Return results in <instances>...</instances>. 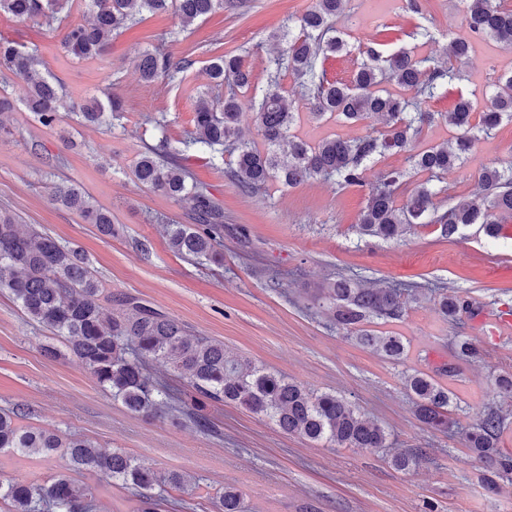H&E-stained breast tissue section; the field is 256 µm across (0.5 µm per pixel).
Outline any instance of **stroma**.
<instances>
[{
  "label": "stroma",
  "mask_w": 512,
  "mask_h": 512,
  "mask_svg": "<svg viewBox=\"0 0 512 512\" xmlns=\"http://www.w3.org/2000/svg\"><path fill=\"white\" fill-rule=\"evenodd\" d=\"M313 3L245 0L185 32L173 13H146L111 37L105 55L89 60L75 59L61 47L64 32L88 20L85 0H73L68 16L50 29L1 15L0 36L37 46L42 70L62 84L68 98L79 103L108 90L122 99L124 110L108 130L69 120L50 129L16 110L13 136L0 138V211L12 214L21 228L36 227L84 251L113 295L139 297L191 333L223 342L235 355L309 389L346 397L385 428L386 447L313 444L283 434L265 417L209 400L200 408L211 424L207 432L187 418L134 415L77 360L44 356L50 332L29 324L6 293H0V408L20 407L23 424L79 433L103 450L119 449L154 469L190 477L183 495L186 512H213L214 498L227 485L240 492L247 512H512V485L490 490L483 464L460 434L422 424L404 385L406 373H430L451 359L455 331L440 318L437 298L426 288L430 282L446 285L469 302L464 332L479 351L478 358L461 364L459 376L446 380L457 402L453 416L467 429L479 410H500L505 417L500 446L512 455V395L495 385L497 376L512 374V331L496 341L486 335L494 315L512 311V219L495 239L475 224L459 227L448 239L435 225L416 227L400 241L365 238L355 226L366 188L388 170L408 168L406 153L368 164L362 188L311 180L290 188L273 182L247 194L229 174L230 155L191 150L186 165L194 182L224 211V262L202 265L174 254L167 244L166 222L192 223L189 206L139 185L132 175L138 151L162 133L156 118L165 119L164 133L178 142L194 128L200 94L223 98V88L206 74L215 57L240 56L255 75L251 97H261L264 69L278 55L272 32L296 26ZM335 27L353 43L319 59L317 68L342 82L359 66L354 42L366 35L380 33L390 52L415 49L433 67L447 61L450 39L469 35L458 0H416L412 8L398 7L395 0H345ZM424 27L430 38L421 36ZM155 49L190 60V68L173 81H142L136 60ZM463 73V80L426 102L436 119L424 126L422 142L452 138L444 113L458 93H489L512 75V48L475 40ZM510 164L512 122L506 121L476 143L464 165L448 172L439 205L474 197L481 167ZM66 180L111 209L112 236H101L94 225L51 203L52 184ZM342 275L371 288L417 285L400 319L374 323L377 330L407 338L404 362L358 345L320 312L323 288ZM415 450L424 454L416 467L400 471L390 465L394 454ZM67 465L58 453L31 458L0 453V479L44 480Z\"/></svg>",
  "instance_id": "stroma-1"
}]
</instances>
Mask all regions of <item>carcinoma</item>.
<instances>
[{"label": "carcinoma", "mask_w": 512, "mask_h": 512, "mask_svg": "<svg viewBox=\"0 0 512 512\" xmlns=\"http://www.w3.org/2000/svg\"><path fill=\"white\" fill-rule=\"evenodd\" d=\"M92 21L71 26L62 38L70 55L81 59L105 54L108 37L133 24L145 12H173L187 29L196 20L217 9L226 0H85ZM463 21L478 36H490L512 48V9L497 0H462ZM344 0H315V5L299 19V31L283 27L274 38L283 48L267 70L266 89L254 112V123L265 149L242 140L240 125L242 99L252 84V71L240 57L226 55L209 65V76L217 86L228 85L224 101L213 103L199 97L194 112V131L182 142L183 149L171 146L163 136L155 145H146L133 167L135 180L173 199L190 205L193 224H168L170 249L198 264L224 261V211L191 182L182 163L193 147L234 156L230 166L233 180L247 193H255L269 182L294 187L314 178L332 179L340 187L365 186V163L390 152L404 151L419 141L424 125L435 113L422 105L433 98L446 80L462 79L456 62L467 63L472 42L455 38L448 46V66L427 67L426 58L411 51L384 53L377 37L359 41L362 61L348 82L331 81L316 72L319 57L337 54L345 40L333 34V22ZM69 0H0V15L9 14L37 24H49L67 12ZM37 48L23 50L15 42L0 37V68L20 77L27 86L23 102L42 126L52 128L64 118L82 126L112 125L124 111L115 96L84 103L67 100L54 78L37 68ZM191 62L175 59L161 51L145 52L136 69L145 82L159 78L173 80ZM291 74L304 88V97L316 118H336L357 123L371 116L382 119L384 129L355 138L334 136L311 144L291 133L299 113L293 111L281 86ZM385 81L398 91L381 87ZM475 94H459L445 115L456 129L453 140L419 148L410 155L413 170L427 174L406 202L408 171L392 169L368 189L365 207L357 224L362 237L401 240L417 225L436 224L441 236L449 238L459 226L480 224L490 237L498 235L502 221L512 217V166H486L478 171L481 197L459 199L447 210L434 202L443 191L438 186L444 175L471 154L475 143L492 134L503 121L512 122V76L499 82L489 104L472 122ZM16 106L0 93V135L12 134V114ZM51 201L76 212L105 235H112V211L97 204L83 189L73 184L52 187ZM7 291L29 322L49 330L96 378L112 399L135 415L158 418L186 416L205 431L208 420L196 413L200 399L234 404L268 418L280 431L311 442L357 449L387 447L385 429L367 418L350 401L332 392L310 391L288 376L249 360L229 355L224 343L195 336L179 321L131 296L105 293L102 282L79 249L64 245L52 236L31 228L19 231L15 219L0 214V292ZM439 313L450 322L462 324L469 303L448 293L445 285H435ZM327 311L336 326L355 333L354 339L388 360L405 356L403 338L378 333L367 325L380 320H396L413 295L409 285L366 288L353 279L340 278L325 288ZM473 342L461 336L454 357H476ZM163 364L188 379L193 393L173 389L168 382L149 372L152 363ZM406 388L415 396L419 421L430 429L456 432L452 418L453 393L435 377L413 371L405 375ZM17 408H0V451L24 455H47L61 451L69 467L44 481L0 480V507L4 512H98L91 487L79 484L74 474L92 471L128 490L136 497L135 512H172L179 502L167 498L168 489L182 490L185 476L174 471H157L134 457L114 450L103 452L93 440L77 434L60 435L34 427H22ZM503 417L493 408L479 413L478 422L462 432L465 447L489 472L512 482V456L498 448ZM423 453L397 454L393 467L408 471L418 465ZM214 512H246L236 488L228 485L215 502Z\"/></svg>", "instance_id": "obj_1"}]
</instances>
